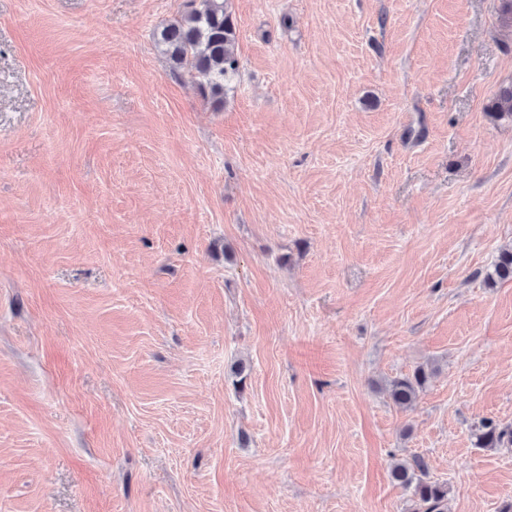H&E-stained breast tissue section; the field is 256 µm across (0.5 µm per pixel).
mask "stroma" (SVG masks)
I'll return each instance as SVG.
<instances>
[{
	"mask_svg": "<svg viewBox=\"0 0 512 512\" xmlns=\"http://www.w3.org/2000/svg\"><path fill=\"white\" fill-rule=\"evenodd\" d=\"M500 5L228 0L218 105L184 0H0V512L512 503ZM225 1L185 0L180 19L158 35L171 68L203 75L204 92L218 104L224 102L226 85L234 79L239 66L236 26ZM432 375V369L419 366L412 373L390 380L388 391L393 405L400 410L412 409ZM475 437L480 448H500L512 445V429L500 427L491 420H482L475 425ZM391 479L412 490L413 508L410 512H445L448 507V485L431 481L421 458L413 463H397L391 470Z\"/></svg>",
	"mask_w": 512,
	"mask_h": 512,
	"instance_id": "35a3bbf8",
	"label": "stroma"
}]
</instances>
